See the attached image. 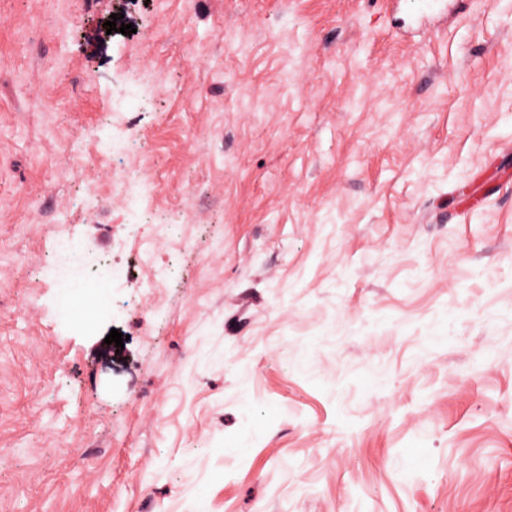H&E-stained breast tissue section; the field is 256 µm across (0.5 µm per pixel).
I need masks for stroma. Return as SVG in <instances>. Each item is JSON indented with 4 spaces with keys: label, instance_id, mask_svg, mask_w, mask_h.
<instances>
[{
    "label": "stroma",
    "instance_id": "35a3bbf8",
    "mask_svg": "<svg viewBox=\"0 0 512 512\" xmlns=\"http://www.w3.org/2000/svg\"><path fill=\"white\" fill-rule=\"evenodd\" d=\"M427 2L0 0V512H512V0ZM137 141V133L134 127L126 121L123 135L116 140H110L105 143L90 141L88 146L83 149V153L94 162H107L111 166L112 156L123 155L132 151ZM109 172L110 182L108 191H100L96 184L85 181V187L81 194L82 202L89 203L94 208H101L111 204L112 196L114 195L132 201L135 197L142 194L144 189L149 190V183H142L139 179L132 180L125 171H112V169H109ZM51 257V270L57 276H60L61 271L68 265H76L82 270V276L83 269H86L89 273L99 276L101 279H106L109 282L112 281V262L106 257L97 258L91 263L87 262L81 255L76 253L70 238L57 237L54 241Z\"/></svg>",
    "mask_w": 512,
    "mask_h": 512
}]
</instances>
